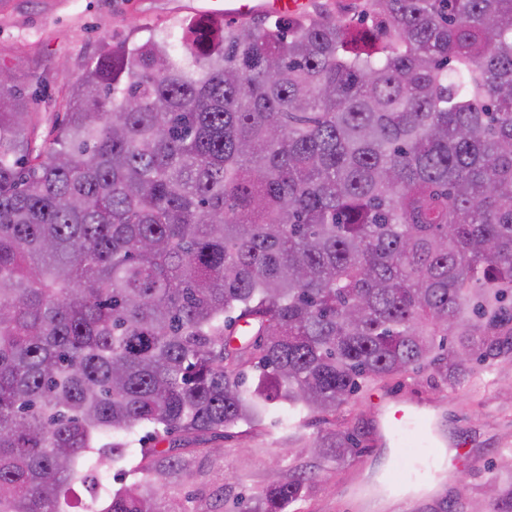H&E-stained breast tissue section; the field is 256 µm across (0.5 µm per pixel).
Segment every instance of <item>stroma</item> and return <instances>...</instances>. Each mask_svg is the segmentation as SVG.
<instances>
[{"instance_id": "1", "label": "stroma", "mask_w": 512, "mask_h": 512, "mask_svg": "<svg viewBox=\"0 0 512 512\" xmlns=\"http://www.w3.org/2000/svg\"><path fill=\"white\" fill-rule=\"evenodd\" d=\"M178 0H0V68L12 70L16 83L40 113L39 135L53 138L63 116L61 101L70 83L107 47L143 42L152 32L179 35L195 14L178 10ZM478 387L438 389L430 372L394 376L362 389L342 405L329 425L350 432L359 451L343 465L310 454L288 439V425L313 436L323 429L315 418L267 419L252 430L239 426L210 440V452L187 455V468L169 479V496L178 512H224L225 499L250 500L290 469L311 474L303 512H445L460 488L481 498L504 454H512V357L478 365ZM406 400L436 413L449 442L461 448L450 463L438 495L418 497L406 484L412 460L426 454L425 443L411 438L395 448L371 432L383 402Z\"/></svg>"}]
</instances>
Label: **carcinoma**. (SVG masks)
I'll return each mask as SVG.
<instances>
[{
	"mask_svg": "<svg viewBox=\"0 0 512 512\" xmlns=\"http://www.w3.org/2000/svg\"><path fill=\"white\" fill-rule=\"evenodd\" d=\"M116 46L55 137L0 80V512H165L190 442L512 352V0H366ZM454 336L449 346L445 337ZM258 372L254 388L248 374ZM356 438L312 448L342 464ZM290 471L246 512H286ZM484 512H512V465ZM152 431V429L148 426H142L137 429L135 433V439H140L142 437L141 444L136 442L134 448H131L129 458L131 462H129L125 467V473L122 475L117 474V471L113 469L106 475V482L112 490H116L120 488L123 484H129L135 480H138L142 477V475L136 470V463L138 458L140 457V448L141 446H145L147 448H158L165 449L168 448L169 442L172 439L178 438V436H173L171 438L161 437L157 439H153L148 437V432Z\"/></svg>",
	"mask_w": 512,
	"mask_h": 512,
	"instance_id": "1",
	"label": "carcinoma"
}]
</instances>
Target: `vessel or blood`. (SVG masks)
<instances>
[{
	"mask_svg": "<svg viewBox=\"0 0 512 512\" xmlns=\"http://www.w3.org/2000/svg\"><path fill=\"white\" fill-rule=\"evenodd\" d=\"M202 14L212 18L224 17L241 19L253 15L268 16L299 15L304 11L303 0H202ZM378 432L386 441L399 443L405 433L424 436L433 447L429 456L418 460L414 465L416 476L428 481L436 475L437 467L444 455L438 447L441 431L436 421L419 405L410 403L381 404L378 418Z\"/></svg>",
	"mask_w": 512,
	"mask_h": 512,
	"instance_id": "obj_1",
	"label": "vessel or blood"
}]
</instances>
